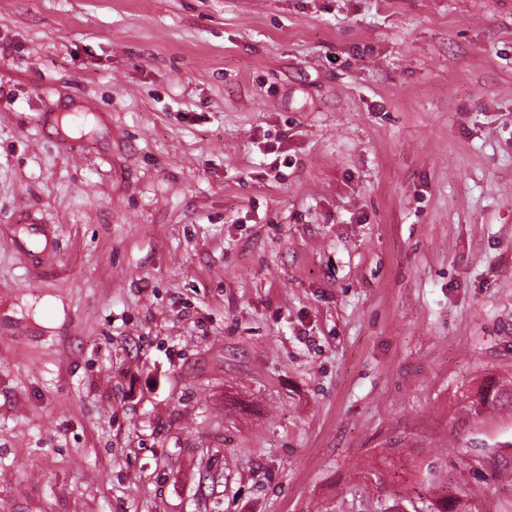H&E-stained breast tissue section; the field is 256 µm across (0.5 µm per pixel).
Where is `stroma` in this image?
I'll use <instances>...</instances> for the list:
<instances>
[{
  "mask_svg": "<svg viewBox=\"0 0 512 512\" xmlns=\"http://www.w3.org/2000/svg\"><path fill=\"white\" fill-rule=\"evenodd\" d=\"M490 377L512 0H0V512H512ZM463 409L466 414L476 420L489 410L512 408V381L490 380L481 384L476 398L462 395ZM434 498L431 500L432 512H470L468 492L460 484L454 487V490H448L445 486L441 487V493L433 492Z\"/></svg>",
  "mask_w": 512,
  "mask_h": 512,
  "instance_id": "1",
  "label": "stroma"
}]
</instances>
